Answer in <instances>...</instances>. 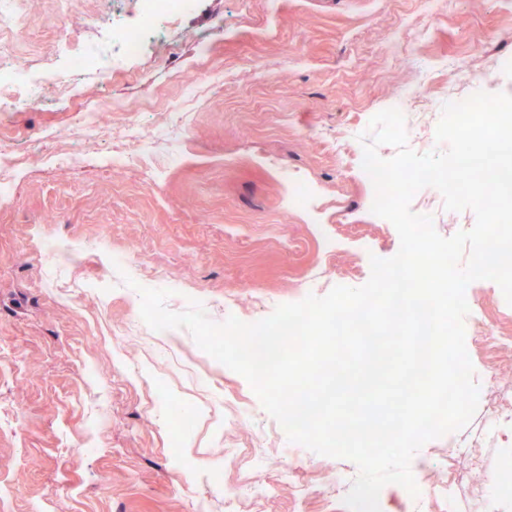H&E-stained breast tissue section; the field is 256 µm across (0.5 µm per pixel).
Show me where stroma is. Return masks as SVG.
Segmentation results:
<instances>
[{"mask_svg": "<svg viewBox=\"0 0 512 512\" xmlns=\"http://www.w3.org/2000/svg\"><path fill=\"white\" fill-rule=\"evenodd\" d=\"M25 7L18 74L41 80L44 100L0 103V145L22 161L12 200L0 201V512H224L225 486L263 485L291 450L298 483L243 500L240 512H349L357 465L295 447L247 380L188 330L139 322L137 289L169 290L173 312L195 299L214 322L253 323L364 285L371 257H393L400 239L371 211L360 135L412 91L435 119L445 103L512 92V0H195L158 21L110 84L77 76L65 88L54 79L66 70L59 38L82 49L93 32L132 20L135 4L76 0L63 34L55 0ZM203 69L214 76L204 87ZM101 101L112 106L99 115L103 131L83 143L84 108ZM177 117L189 138L175 162L153 132ZM132 124L146 152L123 139ZM73 152L79 163L58 164ZM299 182L313 190L303 210ZM132 250L146 268L120 274L110 258ZM465 295L467 335L485 320L512 336L496 282ZM466 349L477 411L427 442L411 469L451 484L460 512L483 488L497 512H512V428L471 454L454 450L492 413L497 352ZM257 448L262 462L241 469Z\"/></svg>", "mask_w": 512, "mask_h": 512, "instance_id": "35a3bbf8", "label": "stroma"}]
</instances>
